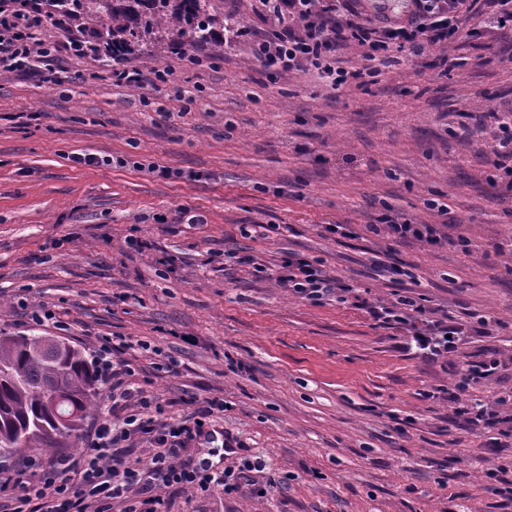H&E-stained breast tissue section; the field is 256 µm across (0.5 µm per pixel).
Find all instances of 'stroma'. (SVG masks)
I'll return each mask as SVG.
<instances>
[{"label": "stroma", "instance_id": "obj_1", "mask_svg": "<svg viewBox=\"0 0 512 512\" xmlns=\"http://www.w3.org/2000/svg\"><path fill=\"white\" fill-rule=\"evenodd\" d=\"M224 16L248 34L274 28L258 0H224ZM479 20H463L447 69L434 51L401 55L336 90L312 71L270 74L248 34L209 44L191 70L131 55L171 66L182 99L104 71L86 82L94 64L67 57L61 86L0 71V331L26 334L20 304L41 302L67 325L42 334L85 352L103 336L149 343L123 358L167 416L191 394L227 404L191 442L195 461L217 474L263 463L264 495L169 490L171 512H512V439L446 394L468 362L495 356L467 395L512 420V178L494 166L488 117L512 114V31L471 37ZM153 161L182 178L150 173ZM185 206L203 223H185ZM385 216L436 225L441 240L372 232ZM166 253L175 268L158 264ZM289 253L356 297L412 291L462 326V344L431 360L356 297L295 298L267 275Z\"/></svg>", "mask_w": 512, "mask_h": 512}]
</instances>
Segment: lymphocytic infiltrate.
I'll list each match as a JSON object with an SVG mask.
<instances>
[{
	"mask_svg": "<svg viewBox=\"0 0 512 512\" xmlns=\"http://www.w3.org/2000/svg\"><path fill=\"white\" fill-rule=\"evenodd\" d=\"M261 2L280 27L269 35L252 33L253 56L265 69L280 74L316 70L337 88L389 63L393 52L419 58L434 49L447 50L467 0H405L401 15L382 13L374 21L360 20L354 8L335 15L332 0ZM51 27L66 32V40L48 38ZM344 46L359 48L365 69L337 66L336 53ZM108 47L72 14L48 15L44 0H0V70L47 82L48 64L55 56L95 63ZM277 278L295 295L314 303L328 297L341 301L348 292L336 278L293 256L283 259ZM461 333L454 321H426L412 335L414 349L431 359L448 355ZM127 347L124 341L108 342L92 352L96 374L108 386L102 405L124 403L123 419L102 417L85 435L79 455L24 457L1 465L0 512H112L117 503L123 512H166L164 492L170 488L204 492L220 481L226 492L240 490V474L229 469L214 476L189 454V443L223 412V399H205L184 417L169 420L161 397L134 383L130 365L116 362V353ZM139 440L150 446L142 462L131 457Z\"/></svg>",
	"mask_w": 512,
	"mask_h": 512,
	"instance_id": "1",
	"label": "lymphocytic infiltrate"
}]
</instances>
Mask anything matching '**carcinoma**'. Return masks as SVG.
Segmentation results:
<instances>
[{"mask_svg":"<svg viewBox=\"0 0 512 512\" xmlns=\"http://www.w3.org/2000/svg\"><path fill=\"white\" fill-rule=\"evenodd\" d=\"M92 26H105L112 48L143 45L161 53L174 42L203 45L224 23L223 0H47ZM39 333L0 332V459L44 455L67 446L87 414L98 410L97 377L75 346L41 349Z\"/></svg>","mask_w":512,"mask_h":512,"instance_id":"obj_1","label":"carcinoma"}]
</instances>
